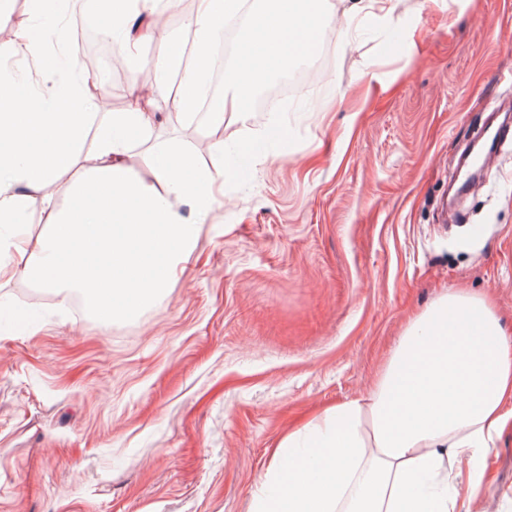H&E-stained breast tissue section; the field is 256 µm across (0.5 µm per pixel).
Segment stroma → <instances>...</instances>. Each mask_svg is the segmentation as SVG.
Here are the masks:
<instances>
[{
    "label": "stroma",
    "instance_id": "stroma-1",
    "mask_svg": "<svg viewBox=\"0 0 512 512\" xmlns=\"http://www.w3.org/2000/svg\"><path fill=\"white\" fill-rule=\"evenodd\" d=\"M320 85L227 118L248 150L224 207L147 308L103 319L0 283V512H249L288 429L366 396L451 290L512 338V137L460 191L457 160L512 103V0H397L330 25ZM139 62L92 65L123 111ZM205 122L151 145L211 160ZM470 512H512V424Z\"/></svg>",
    "mask_w": 512,
    "mask_h": 512
}]
</instances>
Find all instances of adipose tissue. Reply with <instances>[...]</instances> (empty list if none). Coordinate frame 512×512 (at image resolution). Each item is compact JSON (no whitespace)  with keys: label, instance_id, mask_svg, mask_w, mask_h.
Segmentation results:
<instances>
[{"label":"adipose tissue","instance_id":"1","mask_svg":"<svg viewBox=\"0 0 512 512\" xmlns=\"http://www.w3.org/2000/svg\"><path fill=\"white\" fill-rule=\"evenodd\" d=\"M29 2L28 18L0 41V279L13 276L20 256L19 270L38 287L76 290L106 316L131 313L174 277L246 159L241 149L225 156L220 140L212 169L177 148L152 149L142 177L131 164L132 133L150 138L153 113L165 110L194 121L212 48L241 12L236 59L224 70L228 93L212 100L210 120L218 128L226 114L246 115L254 87L300 59L304 39L322 31V0H195L183 21L189 45L150 25L157 5L174 12L181 0H95L110 19L103 35L122 59L139 60L154 44V85L150 96L132 92L125 111L107 114L89 166L60 204L42 190L78 164L101 104L95 77L79 70L59 80L58 55L31 37L34 25H59L68 0ZM32 62L45 79L23 83ZM35 207L44 215L40 233H16ZM511 420L512 342L483 297L448 292L409 324L367 396L288 432L249 512H460Z\"/></svg>","mask_w":512,"mask_h":512}]
</instances>
